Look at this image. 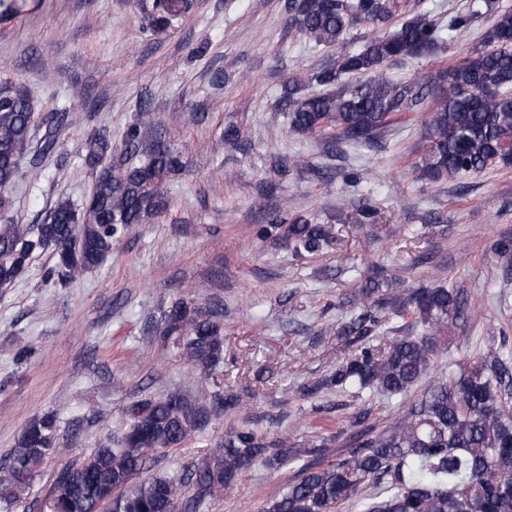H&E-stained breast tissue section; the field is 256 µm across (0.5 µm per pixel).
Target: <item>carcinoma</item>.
Instances as JSON below:
<instances>
[{"instance_id": "1", "label": "carcinoma", "mask_w": 512, "mask_h": 512, "mask_svg": "<svg viewBox=\"0 0 512 512\" xmlns=\"http://www.w3.org/2000/svg\"><path fill=\"white\" fill-rule=\"evenodd\" d=\"M192 0H153L149 24L156 32L186 15ZM291 24L316 46L333 47L352 25L365 22L375 35L359 50L313 73L324 87L304 92L288 80L274 111L286 114L297 133L317 134L334 147L370 146L393 118L425 110L422 137L426 152L417 168L431 178L480 174L490 166H512V9L497 11L482 36V46L431 77L415 75L395 82L386 68L409 57L432 56L445 44L443 29L466 27L468 15L448 17L447 26L427 13L405 14L404 0H288ZM144 106L127 127L122 149L96 131L85 142L84 164L91 171L89 193L76 205L58 198L39 224L16 221L12 199L0 193V287L15 282L33 254L56 258L47 278L70 281L99 267L113 244L134 224H143L168 207V184L182 167V155L161 124ZM66 117L46 119L41 151L27 171L53 149V129ZM35 104L28 88L0 82V187L25 172L22 161L34 137ZM269 228L309 254L328 244L324 224L288 218L283 211L266 217ZM376 306L393 317L410 309L421 333L396 337L382 349L369 340L378 323L371 306L336 327V336L356 348L327 376L303 391L365 390L405 395L418 386L447 347L448 326L465 318L467 299L454 288H419L408 297L393 295ZM156 334L171 340L205 376L224 360L222 309L183 298L163 311ZM512 351L489 349L459 364L448 376L428 382L420 398L383 431L352 444L346 457L323 465L308 458V448L274 447L250 428L225 435L224 447L199 460L182 479L139 478L150 453L178 448L204 431L211 416L233 412L240 399L229 394L191 400L175 391L159 400L144 399L127 409L128 425L117 446L99 448L54 476L47 499L54 512H173L175 501L194 489L187 503L197 512L209 498L232 489L253 462H301L265 512H335L361 487L378 492L361 503L360 512H512ZM54 422L31 419L0 463V502L18 501L25 484L54 451Z\"/></svg>"}]
</instances>
